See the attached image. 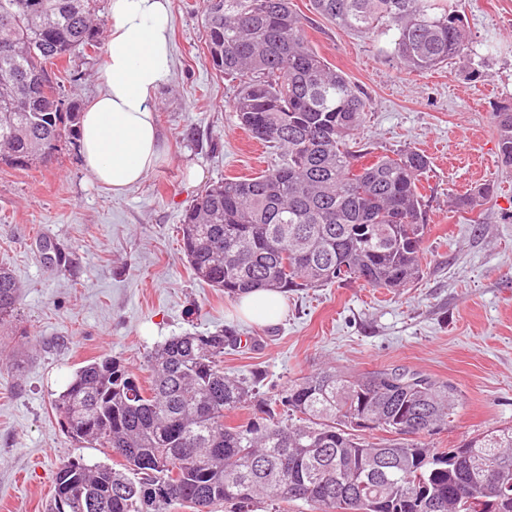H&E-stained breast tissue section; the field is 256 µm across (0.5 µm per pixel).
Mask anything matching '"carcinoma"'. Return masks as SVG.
<instances>
[{
  "label": "carcinoma",
  "mask_w": 512,
  "mask_h": 512,
  "mask_svg": "<svg viewBox=\"0 0 512 512\" xmlns=\"http://www.w3.org/2000/svg\"><path fill=\"white\" fill-rule=\"evenodd\" d=\"M343 28L391 36L409 71L467 59L470 39L451 0H313ZM96 0H0V164L48 163L77 120L47 66L99 45ZM206 59L243 81L233 101L251 136L281 163L249 180L224 178L196 196L180 226L197 278L238 297L328 283L403 288L422 272L428 231L420 184L427 156L408 148L358 164L350 142L367 101L307 40L290 0H202ZM501 162L512 167V107L495 113ZM492 193L456 198L474 210ZM21 300L0 267V325ZM229 330L175 336L148 358V385L102 354L55 400L66 434L120 456L123 469L76 458L58 468L46 512H477L512 490V426L450 452L423 437L448 425L460 394L445 380L386 368L358 375L323 368L258 399L259 377L224 372ZM259 413L231 425L228 414ZM384 430L394 439L370 440ZM97 491L86 500L85 491Z\"/></svg>",
  "instance_id": "cac0c4a2"
}]
</instances>
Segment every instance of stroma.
Returning a JSON list of instances; mask_svg holds the SVG:
<instances>
[{
	"label": "stroma",
	"instance_id": "obj_1",
	"mask_svg": "<svg viewBox=\"0 0 512 512\" xmlns=\"http://www.w3.org/2000/svg\"><path fill=\"white\" fill-rule=\"evenodd\" d=\"M310 46L368 100L356 141L375 155L423 152L429 227L421 278L404 288L355 282L286 293L278 323L241 319L236 301L196 278L181 249L183 213L224 177L251 178L279 163L242 129L232 104L238 80L205 60L199 0H171L172 68L159 90L166 144L159 167L120 195L86 175L77 136L45 166L0 165V264L22 287L0 327V512H44L64 461L118 464L102 448L64 434L53 402L75 369L107 353L138 375L157 345L187 332L235 330L228 373H258L261 397L328 363L358 374L406 368L452 383L462 402L427 441L449 450L495 426L512 425V170L498 156L493 114L512 104V0H456L474 62L404 70L372 36L291 0ZM54 72L84 109L105 85L103 55L75 50ZM490 185L482 206L453 199ZM67 257L46 260L41 240ZM21 355V368L12 358Z\"/></svg>",
	"mask_w": 512,
	"mask_h": 512
}]
</instances>
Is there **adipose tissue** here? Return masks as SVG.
<instances>
[{
	"instance_id": "1",
	"label": "adipose tissue",
	"mask_w": 512,
	"mask_h": 512,
	"mask_svg": "<svg viewBox=\"0 0 512 512\" xmlns=\"http://www.w3.org/2000/svg\"><path fill=\"white\" fill-rule=\"evenodd\" d=\"M171 0H109L106 86L82 112V166L98 185L121 194L162 161L165 141L157 92L171 70ZM282 293L256 290L237 304L239 316L272 324L283 315Z\"/></svg>"
}]
</instances>
